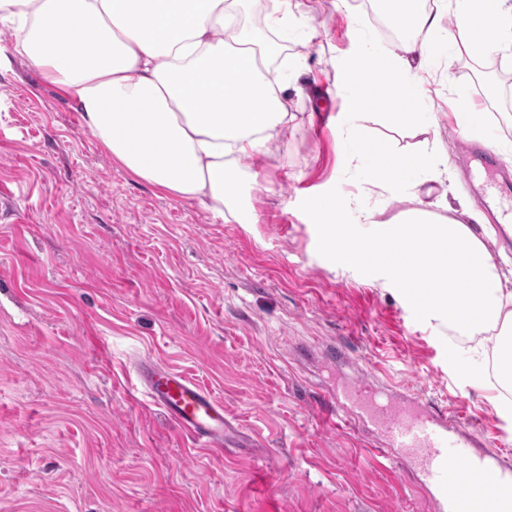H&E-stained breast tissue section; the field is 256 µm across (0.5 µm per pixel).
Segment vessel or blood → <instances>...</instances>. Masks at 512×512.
Returning a JSON list of instances; mask_svg holds the SVG:
<instances>
[{
    "instance_id": "1",
    "label": "vessel or blood",
    "mask_w": 512,
    "mask_h": 512,
    "mask_svg": "<svg viewBox=\"0 0 512 512\" xmlns=\"http://www.w3.org/2000/svg\"><path fill=\"white\" fill-rule=\"evenodd\" d=\"M485 173L478 192L487 198L493 224L512 223V172L500 168L490 149L476 147ZM326 366L350 368L347 379L326 395L342 420L369 433L390 461L411 466L429 489L433 512H512V469L486 450L487 440L453 414L428 405L410 388L387 384L374 370L356 365L346 344L323 345ZM135 379L150 402L199 448H242L247 438L225 416L211 391L152 356H141Z\"/></svg>"
}]
</instances>
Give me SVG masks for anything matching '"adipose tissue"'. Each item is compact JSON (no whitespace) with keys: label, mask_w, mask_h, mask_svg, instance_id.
Instances as JSON below:
<instances>
[{"label":"adipose tissue","mask_w":512,"mask_h":512,"mask_svg":"<svg viewBox=\"0 0 512 512\" xmlns=\"http://www.w3.org/2000/svg\"><path fill=\"white\" fill-rule=\"evenodd\" d=\"M243 2L0 0V22L14 27L31 65L72 99L113 158L157 189L220 212L240 201L253 155L292 119L266 49L238 26ZM378 8L393 26L431 32L452 9L464 29L447 37L454 57L512 49V0H443L434 12L419 10L418 0H378ZM399 50L379 60L385 94H370L355 70L350 95L373 107L388 94L413 101L419 85L409 61L425 46L405 39ZM358 160L373 177L402 179L434 158L364 150ZM377 227L385 277L449 325L499 329L512 371V282L487 248L497 238L493 226L411 208Z\"/></svg>","instance_id":"1"}]
</instances>
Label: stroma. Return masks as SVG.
I'll use <instances>...</instances> for the list:
<instances>
[{
    "label": "stroma",
    "mask_w": 512,
    "mask_h": 512,
    "mask_svg": "<svg viewBox=\"0 0 512 512\" xmlns=\"http://www.w3.org/2000/svg\"><path fill=\"white\" fill-rule=\"evenodd\" d=\"M456 30L449 17L424 35L413 106L433 120L420 130L401 104L371 113L338 83L366 49L392 52L364 0H288L272 67L294 118L253 157V221L241 224L116 163L0 24V512H428L409 472L325 401L316 352L334 339L483 433L512 468V406L488 339L456 342L402 288L339 259L308 207L362 199L374 223L337 218L368 237L421 202L474 205L459 153L485 136L455 125L458 97L489 113L512 170V53L450 57ZM351 127L377 149L441 162L380 187ZM147 353L221 399L251 447L196 449L136 386Z\"/></svg>",
    "instance_id": "obj_1"
}]
</instances>
